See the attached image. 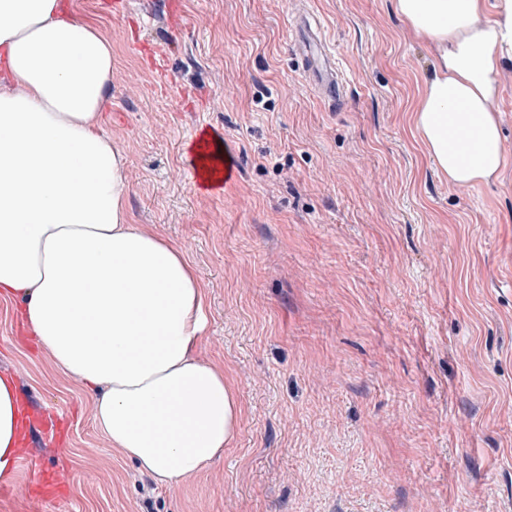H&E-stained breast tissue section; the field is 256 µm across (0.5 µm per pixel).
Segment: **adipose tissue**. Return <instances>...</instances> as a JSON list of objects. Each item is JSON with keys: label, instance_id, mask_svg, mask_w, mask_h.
I'll list each match as a JSON object with an SVG mask.
<instances>
[{"label": "adipose tissue", "instance_id": "ef3b65f1", "mask_svg": "<svg viewBox=\"0 0 512 512\" xmlns=\"http://www.w3.org/2000/svg\"><path fill=\"white\" fill-rule=\"evenodd\" d=\"M435 69L413 129L449 183L507 163L487 107L512 60V0H394ZM112 42L71 0H0V297L35 343L96 393L94 421L162 485L198 476L234 439L241 407L202 359L206 294L185 251L130 223L124 159L100 129ZM467 130L459 141L458 130ZM20 397L0 375V474L22 444Z\"/></svg>", "mask_w": 512, "mask_h": 512}]
</instances>
